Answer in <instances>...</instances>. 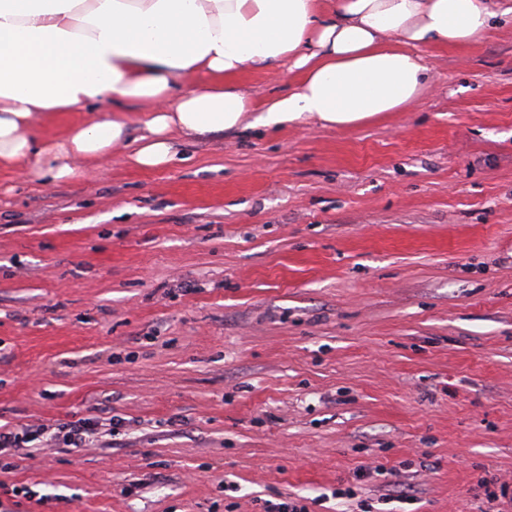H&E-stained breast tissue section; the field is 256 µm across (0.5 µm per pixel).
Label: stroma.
Segmentation results:
<instances>
[{"label":"stroma","instance_id":"obj_1","mask_svg":"<svg viewBox=\"0 0 512 512\" xmlns=\"http://www.w3.org/2000/svg\"><path fill=\"white\" fill-rule=\"evenodd\" d=\"M420 54L419 101L353 127L0 170V426L126 421L30 449L0 481L53 500L0 512H512V18Z\"/></svg>","mask_w":512,"mask_h":512}]
</instances>
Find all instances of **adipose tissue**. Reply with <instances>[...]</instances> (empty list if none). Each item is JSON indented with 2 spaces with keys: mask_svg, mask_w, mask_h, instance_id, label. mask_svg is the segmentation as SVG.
<instances>
[{
  "mask_svg": "<svg viewBox=\"0 0 512 512\" xmlns=\"http://www.w3.org/2000/svg\"><path fill=\"white\" fill-rule=\"evenodd\" d=\"M498 14L512 0H0V169L56 182L129 144L153 168L183 136L402 112L427 87L417 48L470 44ZM270 66L296 82L259 104L235 78ZM67 112L84 118L37 136ZM82 116L83 114L80 112H68L58 120L43 121L38 124V134L44 139L58 137L69 123L81 120Z\"/></svg>",
  "mask_w": 512,
  "mask_h": 512,
  "instance_id": "adipose-tissue-1",
  "label": "adipose tissue"
}]
</instances>
